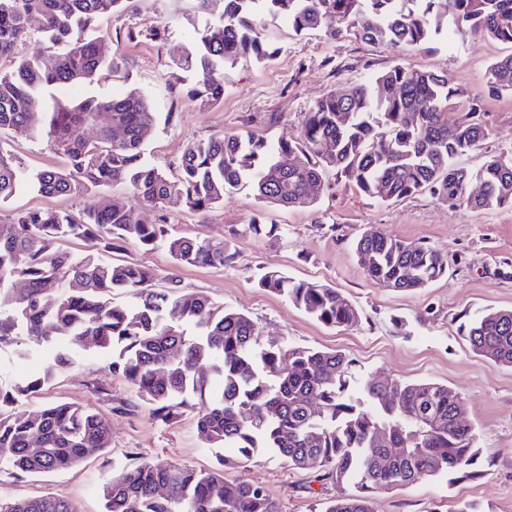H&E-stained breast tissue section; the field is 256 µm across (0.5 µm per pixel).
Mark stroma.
Returning <instances> with one entry per match:
<instances>
[{
  "mask_svg": "<svg viewBox=\"0 0 512 512\" xmlns=\"http://www.w3.org/2000/svg\"><path fill=\"white\" fill-rule=\"evenodd\" d=\"M215 18L214 12L200 9L198 0H129L125 9L96 28L97 34L110 37L113 51L123 58V77L103 72L93 85L71 90L70 99L109 97L138 88L157 116L144 146L145 158L173 170L191 143L214 135L249 131L271 141L300 140L304 116L318 98L401 60L446 73L455 86L479 97L480 118L490 135L476 153L460 158V165L476 167L484 155L512 156V93L491 94L483 85L492 59L512 52V46L452 36L435 50L404 54L346 35L330 39L320 32L298 34L286 21L268 18L262 33L277 51L274 60H240L224 73L223 101L204 108L180 94L172 61ZM158 25L167 32L161 42L149 36ZM0 150L31 170L63 164L61 154L36 129L0 130ZM99 202L129 208L147 224L165 216L172 231L183 236L231 239L237 252L235 262L224 267L178 266L165 247L146 252L128 244L103 252L102 260L150 266L159 288L168 278H176L183 291L203 293L246 313L266 337L341 351L353 359L357 375L430 381L465 399L466 418L480 450L481 476L454 482L443 477L381 491L372 497V512H459L467 503L476 504L481 512H512V368L475 355L460 332L464 313L512 308V209L464 214L427 192L381 203L336 179L331 191L309 209H266L248 192L237 191L212 209L191 212L170 204L161 214L141 203L129 185L116 184L67 196L20 189L0 203V224L11 223L22 212L62 209L77 214ZM259 216L278 225V241L243 234V227ZM371 231L436 248L448 259L447 273L416 291L394 292L374 285L354 251L355 241ZM268 271L336 288L358 310V325L326 326L284 296L259 288V277ZM25 348L28 355L22 358L14 347H0V387L24 380L52 357L51 351L31 342ZM131 398L126 382L109 371L105 356L92 350L78 356L70 370L28 397L25 406L93 405L111 430L110 448L76 466L44 474L0 469V497L52 496L67 500L74 512H104L102 485L127 467L144 461L198 470L215 466V451L199 440L193 413L162 423L145 408L130 407ZM224 477L231 484L263 486L280 512H321L323 502L339 493L334 484L316 481L310 471L270 455L227 470Z\"/></svg>",
  "mask_w": 512,
  "mask_h": 512,
  "instance_id": "stroma-1",
  "label": "stroma"
}]
</instances>
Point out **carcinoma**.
Returning a JSON list of instances; mask_svg holds the SVG:
<instances>
[{"mask_svg":"<svg viewBox=\"0 0 512 512\" xmlns=\"http://www.w3.org/2000/svg\"><path fill=\"white\" fill-rule=\"evenodd\" d=\"M123 2L0 0V58L12 56L31 29L49 43L44 55L0 74V128H28L42 116L47 141L66 159L61 168L28 171L0 150V201L23 187L67 195L124 182L141 203L158 209L170 200L189 211L209 209L241 189L267 208H312L330 189L326 175L332 172L385 203L428 191L451 196L464 212L512 208V157L485 155L475 168L457 164L488 136L476 119L479 99L472 97L465 113L451 120L465 92L444 73L402 62L317 99L299 141L224 134L189 145L175 174L149 163L144 144L156 116L138 89L71 105L55 96L93 83L105 70L121 72L107 39L84 33ZM280 16L297 33H348L403 51L431 48L446 23L461 36L512 46V0H224L215 22L174 62L197 77L186 95L204 107L218 105L227 67L247 57L272 59L261 21ZM484 83L493 92H512V52L492 60ZM90 123L100 124L94 142L78 134ZM288 155L293 163L285 166L281 159ZM474 181L483 185L478 196L470 195ZM165 226L162 217L145 224L114 206H91L78 215L28 211L0 224V345L15 344L22 335L37 344L66 343L49 365L10 390L0 388V459L9 469H65L110 446L109 427L89 405H19L92 347L110 357L112 375L127 382L155 420L166 423L190 408L204 447L235 449L208 471L134 465L103 486L105 512H280L264 488L224 481V469L265 455L313 470L316 480L341 488L324 512H371L377 491L481 475L465 401L448 398V387L364 379L347 355L266 339L247 314L202 293H185L173 278L164 288L152 287L156 274L143 265H114L90 253L76 260L59 247L69 241L107 249L134 243L146 251L163 245L180 266H224L236 259L227 239H192ZM278 232L277 225L256 219L242 230L270 241ZM354 248L380 288L421 289L447 270L438 250L380 232L361 236ZM16 280L26 287L20 297L10 295ZM259 287L328 326L360 320L354 305L320 282L268 271ZM114 293L131 301L114 303ZM464 331L474 354L512 367V309L469 315ZM393 448L402 452L394 455ZM0 512L72 509L56 497L0 498Z\"/></svg>","mask_w":512,"mask_h":512,"instance_id":"1","label":"carcinoma"}]
</instances>
